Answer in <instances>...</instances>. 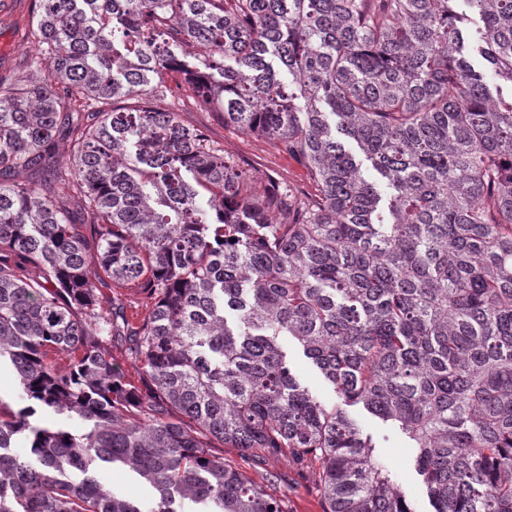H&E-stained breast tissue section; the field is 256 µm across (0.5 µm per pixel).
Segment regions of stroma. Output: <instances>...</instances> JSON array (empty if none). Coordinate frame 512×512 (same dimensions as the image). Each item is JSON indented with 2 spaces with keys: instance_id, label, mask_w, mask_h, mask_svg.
Segmentation results:
<instances>
[{
  "instance_id": "35a3bbf8",
  "label": "stroma",
  "mask_w": 512,
  "mask_h": 512,
  "mask_svg": "<svg viewBox=\"0 0 512 512\" xmlns=\"http://www.w3.org/2000/svg\"><path fill=\"white\" fill-rule=\"evenodd\" d=\"M34 0H0V83L10 84L20 73L22 65L35 57L34 50H20V43L29 41ZM169 94L164 108L178 112L181 122L202 130L225 157L246 168L255 189H263L269 177L278 178L293 192L309 193L313 187L306 170L291 156L280 151L269 139L246 134L225 125L221 113L202 112L189 101V89L182 74L164 75ZM282 345L288 353L292 373L302 386L325 405L337 404L339 398L320 371L308 360L293 338H284ZM364 433L370 434L379 445L378 454L395 472L397 481L411 502L414 512H433L421 477L415 469L414 454L404 438L389 424L369 414L363 407L350 409ZM215 455L236 462L255 479H272L278 492L283 493L288 512H323L324 502L318 487L319 465L293 458L288 452L272 454L263 449L246 453L238 448L216 444Z\"/></svg>"
}]
</instances>
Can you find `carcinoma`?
Here are the masks:
<instances>
[{"mask_svg": "<svg viewBox=\"0 0 512 512\" xmlns=\"http://www.w3.org/2000/svg\"><path fill=\"white\" fill-rule=\"evenodd\" d=\"M456 2L38 0L53 68L0 84V176L41 167L60 132L70 154L48 180L0 181V363L20 386L19 406L0 398V512H286L214 440L318 462L324 512H413L355 405L406 437L434 512H512V102L468 64ZM467 3L512 82V0ZM195 43L210 54L170 51ZM166 71L314 192L253 191L158 106ZM106 278L148 314L104 313ZM283 336L340 404L301 386ZM115 467L153 499L115 491ZM112 362L119 366L127 375L129 381H131L134 386H141L140 382V372L141 365L132 360L126 351V345L124 341L120 339V337H116L114 341H112Z\"/></svg>", "mask_w": 512, "mask_h": 512, "instance_id": "obj_1", "label": "carcinoma"}]
</instances>
